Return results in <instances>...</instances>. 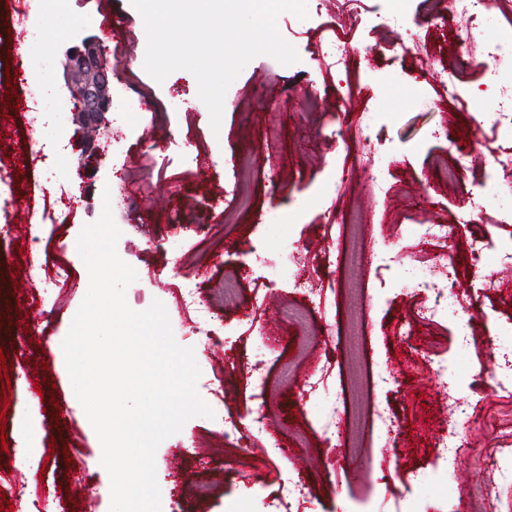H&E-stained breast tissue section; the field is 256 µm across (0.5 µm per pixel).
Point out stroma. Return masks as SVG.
<instances>
[{
	"mask_svg": "<svg viewBox=\"0 0 512 512\" xmlns=\"http://www.w3.org/2000/svg\"><path fill=\"white\" fill-rule=\"evenodd\" d=\"M395 0H308V17L285 13L281 36L298 53L284 66L271 57L253 59L229 87L219 131L197 96L188 71L156 82L138 58L146 52L145 30L131 0H66V32L49 49L56 57L83 39H97L121 64L109 78L127 84L133 114L111 110L110 128L121 136L96 139L85 149L68 114H38L29 95L33 84L19 78L14 50L28 31L43 25L54 0H0V158L20 176L12 195L21 199L0 225V350L7 353L12 398L0 453V491L12 512H109L110 479L102 448L80 404L69 396L56 362L62 340L85 295L88 271L75 245L84 225L102 211L104 191L126 185L131 169L152 179L132 209L113 208L121 232L119 257L137 273L126 292L130 308L153 300L166 307L176 341L198 348L192 317L181 305L184 281L199 284L219 344L201 350L205 384L224 375L223 418L195 417L156 451L161 512H512V490L503 486L494 459H512V395L495 380L501 355L512 352V269L488 252L479 279H472L467 230L457 218L469 197L482 199L472 219L485 241L512 243V224L494 216L512 200V180L477 183L500 149L512 139L490 126L493 104L479 71L469 75L464 101L446 102L438 75L471 47L449 44L447 29L423 24L433 56L420 62L406 48V27L424 10L406 0L404 22L391 31L376 18ZM344 35L360 50L359 68L337 67L333 57L313 59L320 45ZM377 69L376 84L364 85L360 68ZM371 125L373 158L348 156L333 131L341 116ZM487 128L473 135V120ZM467 145L473 166L462 183L448 181L445 165L456 144ZM386 172L382 187L366 189L369 162ZM352 177L334 188L343 167ZM69 206L66 223L46 224L47 210ZM283 212L268 224L269 208ZM356 211L367 248L388 236L395 260L381 271L363 262L345 271V230L330 220L335 209ZM444 224L447 240L424 241L425 225ZM453 258L464 307L447 319L420 322L413 283L441 278ZM67 264L71 285L56 287L45 267ZM238 279V303L217 301L225 273ZM321 284L316 297L295 291L294 276ZM475 315L468 344L456 337L460 319ZM441 355L449 377L418 368L419 352ZM263 358L269 380L265 401L272 408L266 434L241 452L224 436V421L245 419L240 390L243 369ZM363 362L373 376L395 375L388 388L354 390L349 375ZM315 384L305 391V381ZM396 417L397 433L376 415L361 429L358 454L335 460L321 426L332 406L353 407L366 399ZM42 415V447L51 458L29 456L17 420L30 404ZM479 412L480 424L470 423ZM460 423L462 446L446 475H432L435 444L448 419ZM285 447L275 454L269 441ZM371 468H364V461ZM428 473L412 482L413 471ZM305 484V503L281 497L279 486L293 473Z\"/></svg>",
	"mask_w": 512,
	"mask_h": 512,
	"instance_id": "1",
	"label": "stroma"
}]
</instances>
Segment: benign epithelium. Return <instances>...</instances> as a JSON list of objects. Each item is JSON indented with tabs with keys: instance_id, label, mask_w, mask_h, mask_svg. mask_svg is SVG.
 Instances as JSON below:
<instances>
[{
	"instance_id": "obj_1",
	"label": "benign epithelium",
	"mask_w": 512,
	"mask_h": 512,
	"mask_svg": "<svg viewBox=\"0 0 512 512\" xmlns=\"http://www.w3.org/2000/svg\"><path fill=\"white\" fill-rule=\"evenodd\" d=\"M101 45L85 39L81 45L67 49L58 59L63 78L75 102L73 121L82 129L105 130L111 107L109 83L103 69Z\"/></svg>"
}]
</instances>
